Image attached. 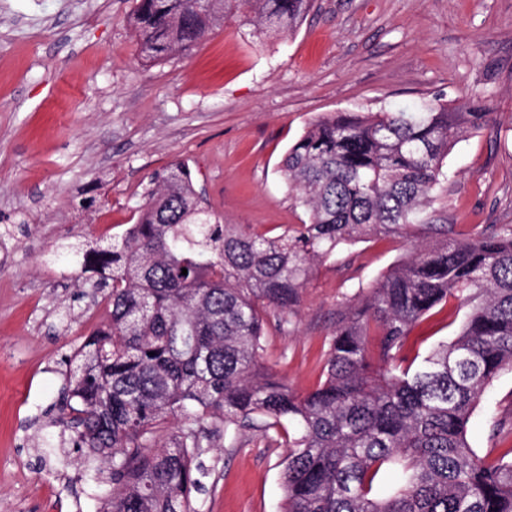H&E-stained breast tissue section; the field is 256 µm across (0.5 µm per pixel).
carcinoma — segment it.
Segmentation results:
<instances>
[{"label": "carcinoma", "instance_id": "carcinoma-1", "mask_svg": "<svg viewBox=\"0 0 512 512\" xmlns=\"http://www.w3.org/2000/svg\"><path fill=\"white\" fill-rule=\"evenodd\" d=\"M311 5L140 0L132 27L154 61L186 54L241 8L258 34H291ZM492 122L474 100L329 112L283 158L307 220L277 236L220 220L176 163L120 237L57 244L54 260L99 273L79 287L107 297L65 392L72 442L111 463L101 512H196L215 440L283 419L282 512H512V449L491 462L468 440L481 397L512 371V225L460 238L432 210L448 154ZM370 236L405 238L411 255L341 304L324 380L298 394L263 362L267 317L295 314L316 267ZM450 302L467 308L455 339L406 361L411 329ZM390 467L399 484L373 493Z\"/></svg>", "mask_w": 512, "mask_h": 512}]
</instances>
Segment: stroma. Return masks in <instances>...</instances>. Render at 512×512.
<instances>
[{"mask_svg":"<svg viewBox=\"0 0 512 512\" xmlns=\"http://www.w3.org/2000/svg\"><path fill=\"white\" fill-rule=\"evenodd\" d=\"M138 0H0V512H99L112 487L66 441L69 358L105 321L71 268L47 259L61 239L111 240L155 173L185 162L212 211L248 232L305 220L280 172L307 124L423 99L481 100L494 121L446 160L435 206L459 230L512 224V0H314L290 36L238 19L188 55L142 59ZM408 241L361 242L318 265L289 324L267 320L264 359L299 393L320 381L336 309L405 260ZM465 309L448 303L411 330L403 354L452 340ZM512 373L481 399L468 439L490 459L512 449ZM281 434L250 430L204 457L197 512H280Z\"/></svg>","mask_w":512,"mask_h":512,"instance_id":"obj_1","label":"stroma"}]
</instances>
